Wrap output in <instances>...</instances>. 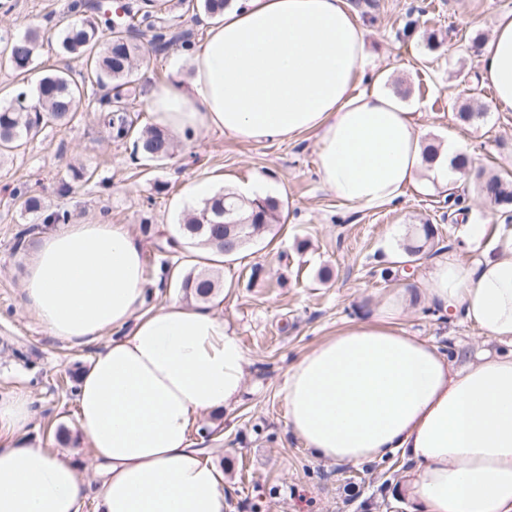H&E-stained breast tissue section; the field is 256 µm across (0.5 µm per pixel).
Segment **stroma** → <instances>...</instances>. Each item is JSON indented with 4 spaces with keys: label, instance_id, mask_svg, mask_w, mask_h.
Segmentation results:
<instances>
[{
    "label": "stroma",
    "instance_id": "35a3bbf8",
    "mask_svg": "<svg viewBox=\"0 0 512 512\" xmlns=\"http://www.w3.org/2000/svg\"><path fill=\"white\" fill-rule=\"evenodd\" d=\"M69 0H0V28L16 33L39 26L34 68L19 78L0 68V105L31 90L44 69L80 71L81 59L59 55L54 22ZM367 35L368 68H390L387 89L417 105L418 122L429 140L463 139L474 166L512 174V112L497 111L491 91L479 82L476 37L489 36L495 17L512 10V0H375ZM441 33L442 46L429 49L426 35ZM190 74L188 51L171 46L146 51L139 86ZM484 112L462 123L454 103ZM93 170L90 180L74 169ZM265 175L283 206V223L220 263L222 291L209 307L239 337L251 366L241 401L204 416L192 436L224 472L230 512H408L398 493L408 462L395 454L357 465L326 462L287 429L281 387L289 367L306 351L353 320L394 288H422L432 260L448 254L464 262L479 255L465 241L468 224L484 225L486 240L501 231L507 215L485 202L473 178L459 187L471 206L468 223L449 217L447 192L427 177L407 186L395 201L368 208L343 203L317 175L314 138L248 144L214 131L179 138L170 160L156 164L135 158L131 141L113 139L99 113L83 111L66 125H44L15 153L0 157V397L23 389L34 399L36 416L26 436L70 453L89 487L97 477L90 451L77 444L73 372L88 369L97 344L69 345L49 336L24 308V259L38 242L16 248L18 233L37 223L21 209V193L41 197L69 211L74 223L105 221L128 225L142 246L149 280L145 309L170 298L185 299L179 280L211 254L198 247L178 252L164 244L184 210L191 183L223 190ZM435 228V246L411 268L399 265L402 246L422 222ZM403 328L447 353H494L512 346L487 341L466 322L427 304L401 320Z\"/></svg>",
    "mask_w": 512,
    "mask_h": 512
}]
</instances>
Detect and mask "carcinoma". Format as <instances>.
<instances>
[{"label":"carcinoma","mask_w":512,"mask_h":512,"mask_svg":"<svg viewBox=\"0 0 512 512\" xmlns=\"http://www.w3.org/2000/svg\"><path fill=\"white\" fill-rule=\"evenodd\" d=\"M145 7L123 16L112 12L102 0H71L65 16H77L63 30L59 44L64 56L84 60L85 70L74 75L68 70L50 69L39 80L37 104L19 102L0 108V156L20 148L39 128L50 122L68 123L76 112L88 107L102 116L113 138L122 140L134 130V119L127 110V100L137 98L132 80L145 46L155 47L161 40L169 45L190 49L191 34L167 25L159 17L157 0H144ZM38 48V27L31 25L23 33L0 36V61L19 75L33 68ZM176 144L171 133L158 126L140 131L135 151L145 158L163 162L173 157ZM479 194L496 205H512V179L498 174H473ZM282 218L280 202L275 197L241 200L231 191H223L204 200L198 208L183 214L177 233L184 243L203 246L217 255L231 257L250 242L262 238ZM237 224L228 233L224 223ZM434 230L430 221L403 245L402 259L419 260L433 247ZM181 288L199 302L210 300L221 288L219 277L212 270H191L182 280Z\"/></svg>","instance_id":"1"}]
</instances>
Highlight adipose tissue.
Segmentation results:
<instances>
[{
  "mask_svg": "<svg viewBox=\"0 0 512 512\" xmlns=\"http://www.w3.org/2000/svg\"><path fill=\"white\" fill-rule=\"evenodd\" d=\"M366 24L348 0H246L229 6L191 54L189 81L146 88L156 125L218 130L244 143L317 138L322 183L356 207L397 198L421 171L456 177L448 145L426 161L415 107L383 75L357 91ZM481 79L512 112V11L479 48ZM477 260L430 264L422 294L399 288L364 319L293 363L282 393L289 432L323 461L365 464L398 453L409 512H512V352L448 357L400 324L427 303L512 344V228ZM142 248L127 225L60 224L25 261L24 307L55 339L101 343L76 392L98 512H228L224 475L191 433L232 408L249 359L217 313L172 299L145 309ZM24 390L0 399V512H79L87 494L72 456L24 439Z\"/></svg>",
  "mask_w": 512,
  "mask_h": 512,
  "instance_id": "ef3b65f1",
  "label": "adipose tissue"
}]
</instances>
